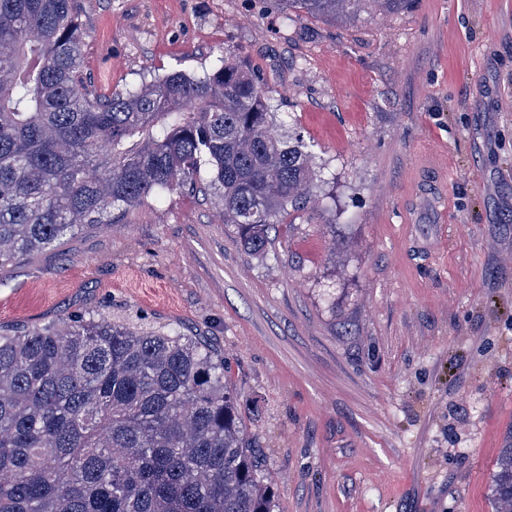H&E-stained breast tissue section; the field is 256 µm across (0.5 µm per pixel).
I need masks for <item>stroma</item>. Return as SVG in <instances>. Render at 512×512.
<instances>
[{"label":"stroma","mask_w":512,"mask_h":512,"mask_svg":"<svg viewBox=\"0 0 512 512\" xmlns=\"http://www.w3.org/2000/svg\"><path fill=\"white\" fill-rule=\"evenodd\" d=\"M101 91L238 46L321 171L249 255L178 189L0 266V326L101 311L223 355L274 512H493L512 439V0L288 28L269 0H81Z\"/></svg>","instance_id":"obj_1"}]
</instances>
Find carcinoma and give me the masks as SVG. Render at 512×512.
<instances>
[{
	"label": "carcinoma",
	"mask_w": 512,
	"mask_h": 512,
	"mask_svg": "<svg viewBox=\"0 0 512 512\" xmlns=\"http://www.w3.org/2000/svg\"><path fill=\"white\" fill-rule=\"evenodd\" d=\"M330 22L410 0H278ZM76 0H0V265L85 224L196 186L263 260L269 230L320 181L277 130L233 45L212 71L174 70L100 94L82 74ZM512 512V445L493 480ZM0 512H272L257 437L224 359L175 328L85 313L0 329Z\"/></svg>",
	"instance_id": "cac0c4a2"
}]
</instances>
